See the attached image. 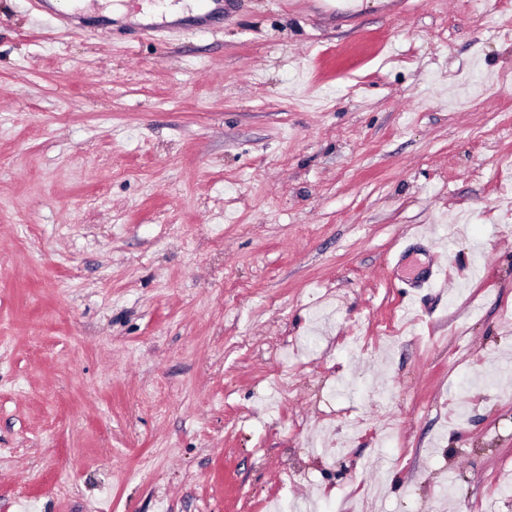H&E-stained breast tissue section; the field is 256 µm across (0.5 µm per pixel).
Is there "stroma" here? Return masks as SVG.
<instances>
[{
    "label": "stroma",
    "mask_w": 512,
    "mask_h": 512,
    "mask_svg": "<svg viewBox=\"0 0 512 512\" xmlns=\"http://www.w3.org/2000/svg\"><path fill=\"white\" fill-rule=\"evenodd\" d=\"M0 0V512H512V0Z\"/></svg>",
    "instance_id": "1"
}]
</instances>
